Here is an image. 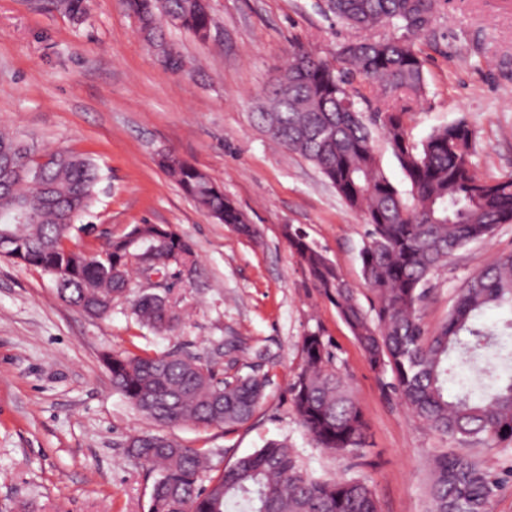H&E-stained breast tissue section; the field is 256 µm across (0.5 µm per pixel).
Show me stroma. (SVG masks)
Wrapping results in <instances>:
<instances>
[{
    "label": "stroma",
    "mask_w": 512,
    "mask_h": 512,
    "mask_svg": "<svg viewBox=\"0 0 512 512\" xmlns=\"http://www.w3.org/2000/svg\"><path fill=\"white\" fill-rule=\"evenodd\" d=\"M208 42L165 24L184 60L165 67L139 34L128 0H89L81 22L52 0H0V127L35 151L70 149L99 165V196L82 223L120 237L134 224H167L189 239L198 265L170 294L185 317L169 334L140 327L129 296L104 319L56 296L46 271L0 257V512H148L155 474L129 457L131 437L152 432L207 450L210 473L269 440L287 441L311 476L366 478L380 512H427L432 459L469 445L422 427L365 359L334 304L314 288L284 235L302 227L363 306L372 294L360 251L367 226L310 162L275 147L254 114L294 48L335 62L340 47L392 35L361 32L324 11L325 0H207ZM421 96L400 94L412 143L462 120L475 134L471 162L487 181L512 177V0H445L413 36ZM171 153L206 173L260 244L205 215L158 165ZM512 252V224L460 249L431 279L420 310L436 328L469 278ZM322 329L337 374L363 409L367 445L340 457L300 426L290 385L306 333ZM243 348L226 355L224 341ZM182 347L240 374L265 376V396L237 428L157 424L112 386L108 350L165 353Z\"/></svg>",
    "instance_id": "1"
}]
</instances>
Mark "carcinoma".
<instances>
[{
  "instance_id": "obj_1",
  "label": "carcinoma",
  "mask_w": 512,
  "mask_h": 512,
  "mask_svg": "<svg viewBox=\"0 0 512 512\" xmlns=\"http://www.w3.org/2000/svg\"><path fill=\"white\" fill-rule=\"evenodd\" d=\"M129 4L144 40L174 69L182 60L158 34L161 17L202 42L210 38L206 0ZM55 6L79 20L87 0H55ZM327 6L359 30L388 25L419 34L428 29L439 0H327ZM338 58L339 69L295 49L256 118L277 144L313 163L369 226L361 262L373 295L370 309L302 229H288V244L314 287L336 306L371 368L392 373L401 401L431 432L488 447L512 441V253L472 276L437 328L428 329L420 317L430 276L466 244L512 223V178L490 182L476 175L470 161L473 131L463 120L434 129L417 147L409 142L404 111L389 105L364 118L358 103L367 100V87L378 86L386 99L423 92L422 63L408 40L351 41ZM377 129L388 137L410 183L409 200L380 167L373 146ZM159 164L200 210L259 240L258 231L208 175L171 155ZM101 180L89 156L64 149L37 154L0 132V231L14 239L8 258L61 270L55 281L58 298L96 318L108 316L112 303L125 295L130 266L143 246L157 248L155 273H166L174 255L197 266L191 242L168 225L134 224L120 238L107 237L87 250L73 247L74 232L87 228L76 221L97 202ZM491 308H505L509 317L492 324L478 321ZM133 314L156 333L172 332L181 321L164 296L154 293L140 296ZM302 358L291 385L300 425L330 452L364 447L363 411L333 369L321 331L303 337ZM454 359L468 365L475 388L448 393ZM104 363L112 386L137 412L162 425L241 426L265 393V377H226L218 361L179 350L108 353ZM128 452L157 473L149 512H229L231 506L238 512H379L365 479L309 476L284 441H268L237 458L205 486L200 473L207 452L200 448H182L146 433L130 440ZM502 482L501 474L477 456L442 453L433 461L428 512H490Z\"/></svg>"
}]
</instances>
